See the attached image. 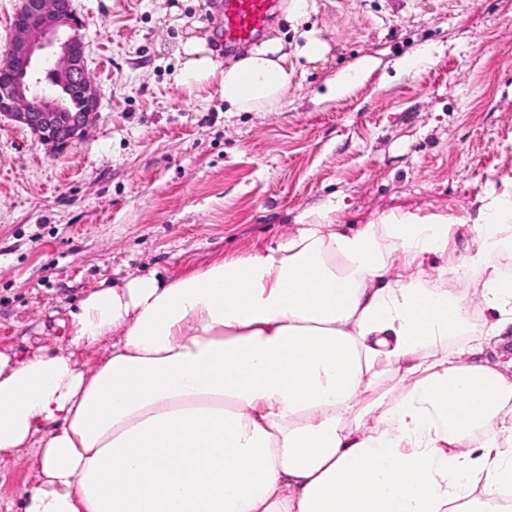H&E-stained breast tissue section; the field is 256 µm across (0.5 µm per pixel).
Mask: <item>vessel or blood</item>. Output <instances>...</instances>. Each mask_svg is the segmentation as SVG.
I'll return each mask as SVG.
<instances>
[{
  "label": "vessel or blood",
  "instance_id": "b4317fda",
  "mask_svg": "<svg viewBox=\"0 0 512 512\" xmlns=\"http://www.w3.org/2000/svg\"><path fill=\"white\" fill-rule=\"evenodd\" d=\"M276 0H223L219 39L225 49L248 47L268 29Z\"/></svg>",
  "mask_w": 512,
  "mask_h": 512
}]
</instances>
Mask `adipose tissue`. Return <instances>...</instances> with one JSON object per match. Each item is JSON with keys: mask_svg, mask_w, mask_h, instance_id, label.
I'll return each mask as SVG.
<instances>
[{"mask_svg": "<svg viewBox=\"0 0 512 512\" xmlns=\"http://www.w3.org/2000/svg\"><path fill=\"white\" fill-rule=\"evenodd\" d=\"M179 87L274 112L280 44L227 66L182 45ZM452 265L424 276L458 241ZM512 197L471 224L411 211L91 292L75 342L120 331L93 374L0 355V453L38 448L24 512H512Z\"/></svg>", "mask_w": 512, "mask_h": 512, "instance_id": "adipose-tissue-1", "label": "adipose tissue"}]
</instances>
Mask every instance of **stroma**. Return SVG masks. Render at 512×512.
<instances>
[{"label":"stroma","mask_w":512,"mask_h":512,"mask_svg":"<svg viewBox=\"0 0 512 512\" xmlns=\"http://www.w3.org/2000/svg\"><path fill=\"white\" fill-rule=\"evenodd\" d=\"M73 8L97 116L63 150L0 117L2 354L70 353L90 374L118 335L72 344L70 313L100 286L266 251L310 211L346 232L401 210L470 224L512 192V0H280L267 36L294 78L276 112L174 82L189 36L235 61L222 0ZM40 482L34 448L1 453L0 512Z\"/></svg>","instance_id":"1"}]
</instances>
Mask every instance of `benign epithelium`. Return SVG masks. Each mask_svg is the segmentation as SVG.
I'll return each mask as SVG.
<instances>
[{
	"instance_id": "1",
	"label": "benign epithelium",
	"mask_w": 512,
	"mask_h": 512,
	"mask_svg": "<svg viewBox=\"0 0 512 512\" xmlns=\"http://www.w3.org/2000/svg\"><path fill=\"white\" fill-rule=\"evenodd\" d=\"M33 9L42 17L37 25L25 21ZM16 17L12 48L6 59L12 77L0 83V115L24 125L43 142L66 147L82 134L99 109L96 90L81 78L85 46L67 33L79 26L72 0H22ZM50 52L58 55L51 78L60 87L79 83L78 104L50 91H34L40 60Z\"/></svg>"
}]
</instances>
